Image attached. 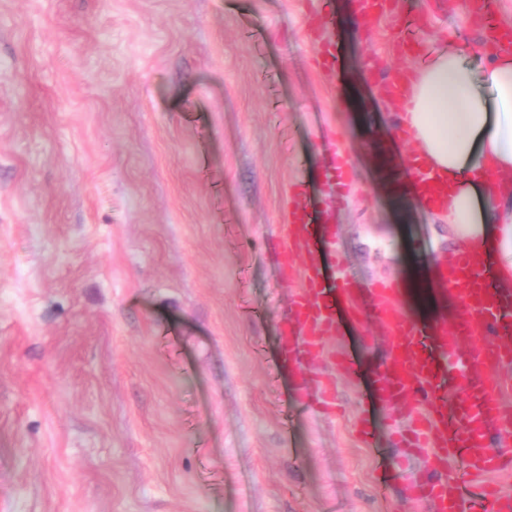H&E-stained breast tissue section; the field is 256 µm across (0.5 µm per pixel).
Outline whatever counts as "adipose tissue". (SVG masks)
Segmentation results:
<instances>
[{"label":"adipose tissue","mask_w":512,"mask_h":512,"mask_svg":"<svg viewBox=\"0 0 512 512\" xmlns=\"http://www.w3.org/2000/svg\"><path fill=\"white\" fill-rule=\"evenodd\" d=\"M396 126L448 180L438 216L455 247L497 244L498 286L512 289V51L474 62L435 48Z\"/></svg>","instance_id":"ef3b65f1"}]
</instances>
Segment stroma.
I'll return each mask as SVG.
<instances>
[{
    "label": "stroma",
    "mask_w": 512,
    "mask_h": 512,
    "mask_svg": "<svg viewBox=\"0 0 512 512\" xmlns=\"http://www.w3.org/2000/svg\"><path fill=\"white\" fill-rule=\"evenodd\" d=\"M410 2L434 43L465 7ZM329 8L331 84L300 0H0V512H429L407 493L423 459L396 468L374 327L340 317L360 377L333 417L280 357L292 184L333 210L358 285L453 249L422 206L397 221L344 102L388 123V23Z\"/></svg>",
    "instance_id": "obj_1"
}]
</instances>
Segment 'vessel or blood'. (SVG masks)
Masks as SVG:
<instances>
[{
  "instance_id": "vessel-or-blood-1",
  "label": "vessel or blood",
  "mask_w": 512,
  "mask_h": 512,
  "mask_svg": "<svg viewBox=\"0 0 512 512\" xmlns=\"http://www.w3.org/2000/svg\"><path fill=\"white\" fill-rule=\"evenodd\" d=\"M366 26L400 20L404 0H357ZM307 31L326 33L318 57L324 77H331V50L336 16L322 6L304 16ZM411 69L400 65L386 87L391 105L411 93ZM422 201H446L448 194L431 168L415 171ZM337 227L316 223L305 186L290 192L284 240L283 272L291 274L289 317L281 335L284 357L303 371V398L331 411L336 400L335 377L353 375L354 365L336 351L342 336L338 308L369 322L381 332L388 355L374 381L393 402L394 418L403 420L405 447L422 454L425 465L409 483L413 500L428 502L433 512H471L473 498L489 512H512V496L493 481L495 472L512 468V454L487 451L489 432L512 440V406L495 394L512 381V292L497 288L489 277V252L461 251L441 260L439 278L452 285L461 305L455 343L408 320L401 311L402 290L388 281L364 288L347 278H333L344 268L333 243ZM449 378L466 400L449 399L441 383Z\"/></svg>"
}]
</instances>
